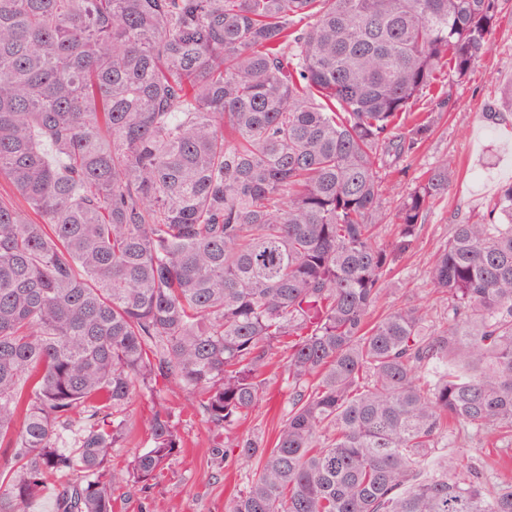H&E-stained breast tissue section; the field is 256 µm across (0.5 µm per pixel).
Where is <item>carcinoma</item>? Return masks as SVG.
I'll list each match as a JSON object with an SVG mask.
<instances>
[{
    "label": "carcinoma",
    "mask_w": 512,
    "mask_h": 512,
    "mask_svg": "<svg viewBox=\"0 0 512 512\" xmlns=\"http://www.w3.org/2000/svg\"><path fill=\"white\" fill-rule=\"evenodd\" d=\"M507 2L0 0V177L36 215L0 198V512L51 476L56 512H113L100 469L168 382L255 462L226 512H512V481L428 471L460 430L512 462V184L436 260L446 325L370 319L454 176L429 169L383 244L379 169ZM281 352L267 448L232 426ZM147 424L143 489L182 448L164 401Z\"/></svg>",
    "instance_id": "obj_1"
}]
</instances>
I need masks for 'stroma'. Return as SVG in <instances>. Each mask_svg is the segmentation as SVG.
Here are the masks:
<instances>
[{"instance_id":"stroma-1","label":"stroma","mask_w":512,"mask_h":512,"mask_svg":"<svg viewBox=\"0 0 512 512\" xmlns=\"http://www.w3.org/2000/svg\"><path fill=\"white\" fill-rule=\"evenodd\" d=\"M512 85V5L500 14L490 48L464 77L448 74L437 89L450 93L454 106L435 114L433 132L396 166L380 171L386 190L381 207L396 213L423 174L441 159L451 161L454 178L447 195L435 202L421 225L415 248L404 254L388 275L375 316L405 304L420 305L434 326L447 318L441 294L431 280L439 252L454 225L490 210L500 189L512 183V112L502 108L503 90ZM283 358H275L269 385L259 407L241 422V430L272 442L289 408ZM183 442L181 453L163 470L155 485L140 491L117 483L112 487L114 512H224L229 497L254 476L255 464L225 456L224 434L213 429L193 397L177 385H161ZM149 399H136L128 410L122 447L113 449L108 471L125 472L135 453L150 445Z\"/></svg>"}]
</instances>
